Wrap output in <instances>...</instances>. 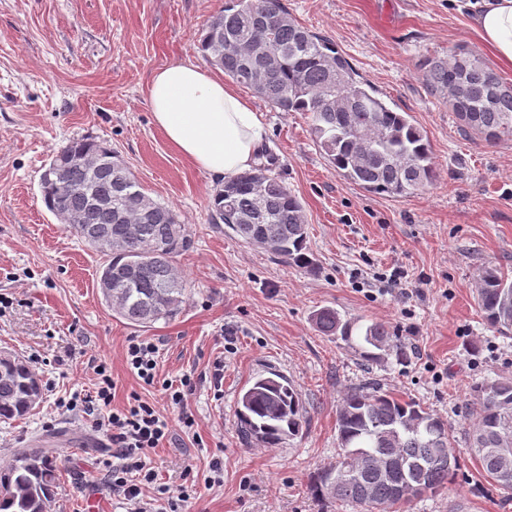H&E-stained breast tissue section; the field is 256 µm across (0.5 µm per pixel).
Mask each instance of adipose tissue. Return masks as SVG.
<instances>
[{
    "mask_svg": "<svg viewBox=\"0 0 512 512\" xmlns=\"http://www.w3.org/2000/svg\"><path fill=\"white\" fill-rule=\"evenodd\" d=\"M474 26L499 61L512 65V0H479ZM148 103L155 126L194 168L227 181L256 166L268 128L223 77L190 60L157 69Z\"/></svg>",
    "mask_w": 512,
    "mask_h": 512,
    "instance_id": "obj_1",
    "label": "adipose tissue"
}]
</instances>
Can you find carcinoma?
I'll return each mask as SVG.
<instances>
[{
	"label": "carcinoma",
	"mask_w": 512,
	"mask_h": 512,
	"mask_svg": "<svg viewBox=\"0 0 512 512\" xmlns=\"http://www.w3.org/2000/svg\"><path fill=\"white\" fill-rule=\"evenodd\" d=\"M266 26L272 46L263 52L257 35ZM200 49L210 64L274 108L306 113L318 147L363 190L407 197L434 180L426 135L357 79L349 60L327 38L301 26L280 0H228L203 28ZM422 69L428 89L446 99L464 133L487 140L512 136V83L502 81L482 56L459 46L447 57H428ZM250 173L247 184L237 178L213 190L212 223L224 224L276 258L310 267L302 201L269 166ZM39 188L51 213L79 215L80 223L67 230L80 241L112 240V250L102 252L106 264L99 277L110 275L121 284L112 289L113 312L143 328L168 323L183 312L190 293L177 257L190 250L191 240L175 211L148 196L106 143L70 140L42 168ZM91 194L109 205H91ZM131 224L138 229L134 241L128 240ZM477 304L490 328L512 334V280L499 268L484 270ZM316 323L323 333L340 336L367 364L390 356L407 361L402 337L385 324L363 326L329 308L316 313ZM469 396L478 406L469 433L475 460L485 479L512 495V466L504 470L497 455L483 452L506 448L512 454V377L477 381ZM42 399V381L27 362L1 353L0 421L25 418ZM236 405L238 432L268 448L299 435L304 424L296 386L277 372L254 376ZM336 415L343 453L312 477L317 498L347 502L362 512H391L419 497L414 484L436 492L452 479L448 422L420 404L362 386L343 394ZM54 437L50 433L30 448L16 449L12 462L0 469V512H49L59 480Z\"/></svg>",
	"instance_id": "carcinoma-1"
}]
</instances>
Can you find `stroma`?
<instances>
[{"instance_id":"1","label":"stroma","mask_w":512,"mask_h":512,"mask_svg":"<svg viewBox=\"0 0 512 512\" xmlns=\"http://www.w3.org/2000/svg\"><path fill=\"white\" fill-rule=\"evenodd\" d=\"M301 25L330 39L360 78L427 136L435 181L410 197L366 192L316 145L304 113H283L247 87L240 94L269 130L272 172L305 206L312 265L274 259L210 221L211 179L191 167L151 120L153 72L175 60L204 63L200 37L225 0H0V352L20 355L41 379L39 407L0 422V467L16 448L49 431L69 433L57 450L60 485L50 512H125L102 477L112 440L96 416L72 407L95 390L107 361L113 407L132 391L170 421L160 393L140 390L125 364L129 338L159 347L161 378H194L187 409L196 437L174 431L145 461L171 491L187 487L184 512H355L316 499L311 477L339 458L336 409L368 382L419 402L446 420L458 465L447 490L399 512H512V499L481 474L469 448L465 403L473 382L512 376V337L485 323L476 290L485 266L512 278V138L462 134L420 64L464 44L492 58L466 0H281ZM105 141L153 199L171 207L192 241L178 267L191 290L175 320L129 324L103 301L101 255L43 204L39 176L69 140ZM400 269L398 290L379 275ZM323 308L398 330L407 362L364 364L322 334ZM224 363V379L210 371ZM272 369L297 387L305 424L282 447L248 446L236 400ZM224 468L209 484L212 462Z\"/></svg>"}]
</instances>
